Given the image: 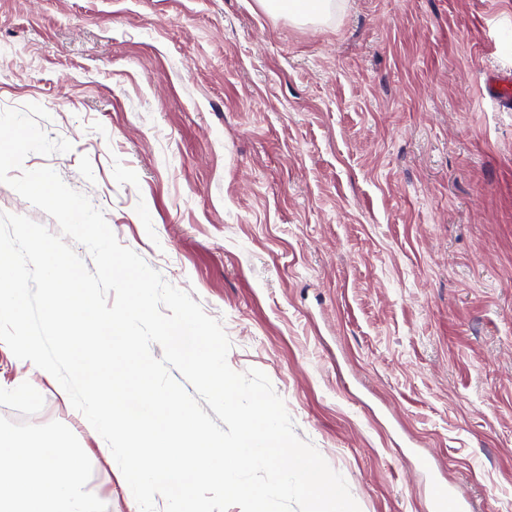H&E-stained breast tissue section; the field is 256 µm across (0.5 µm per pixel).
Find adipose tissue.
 Instances as JSON below:
<instances>
[{"mask_svg":"<svg viewBox=\"0 0 512 512\" xmlns=\"http://www.w3.org/2000/svg\"><path fill=\"white\" fill-rule=\"evenodd\" d=\"M50 454L35 455L17 432L0 430V512H100L86 491V456L70 440L53 437Z\"/></svg>","mask_w":512,"mask_h":512,"instance_id":"obj_1","label":"adipose tissue"}]
</instances>
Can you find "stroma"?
Returning <instances> with one entry per match:
<instances>
[{"mask_svg": "<svg viewBox=\"0 0 512 512\" xmlns=\"http://www.w3.org/2000/svg\"><path fill=\"white\" fill-rule=\"evenodd\" d=\"M512 0H0V111L28 154L218 319L360 512H432L453 483L512 512ZM43 416L12 425L4 408ZM87 449L107 512H139L57 380L0 348V427ZM433 472H425L421 459ZM258 0L266 11L288 13L298 21H319L328 16L333 8L332 0Z\"/></svg>", "mask_w": 512, "mask_h": 512, "instance_id": "stroma-1", "label": "stroma"}]
</instances>
